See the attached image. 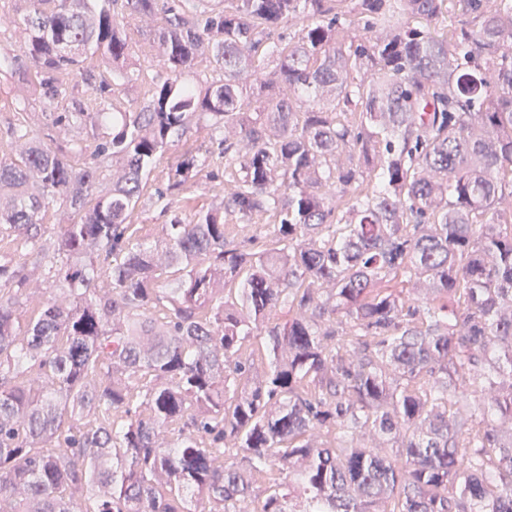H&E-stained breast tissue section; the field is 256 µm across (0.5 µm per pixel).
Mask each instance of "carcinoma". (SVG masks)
<instances>
[{"mask_svg":"<svg viewBox=\"0 0 512 512\" xmlns=\"http://www.w3.org/2000/svg\"><path fill=\"white\" fill-rule=\"evenodd\" d=\"M444 2L0 5L18 94L80 130L63 147L11 126L31 145L0 158V236L52 291L0 258V512H239L261 479L257 512H512V0H456L467 20L437 30ZM198 131L217 149L185 152L157 200L219 159L240 177L173 215L165 285L129 218ZM229 213L272 216L274 247L228 242Z\"/></svg>","mask_w":512,"mask_h":512,"instance_id":"cac0c4a2","label":"carcinoma"}]
</instances>
